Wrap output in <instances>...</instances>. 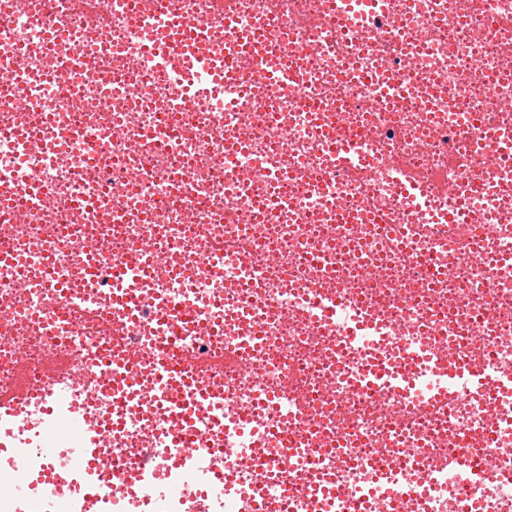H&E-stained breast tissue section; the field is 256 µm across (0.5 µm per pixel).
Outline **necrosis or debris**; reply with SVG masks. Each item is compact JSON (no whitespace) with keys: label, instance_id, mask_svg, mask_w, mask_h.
Masks as SVG:
<instances>
[{"label":"necrosis or debris","instance_id":"necrosis-or-debris-1","mask_svg":"<svg viewBox=\"0 0 512 512\" xmlns=\"http://www.w3.org/2000/svg\"><path fill=\"white\" fill-rule=\"evenodd\" d=\"M164 11L205 37L151 67ZM1 22L0 71L29 80L0 82V390L68 357L57 385L121 421L106 478L189 419L173 512H216L217 469L223 512L257 487L265 512H512V392L429 364L512 380V0H0ZM346 138L365 165L337 166ZM143 248L148 274L88 279ZM163 355L209 369L174 395ZM129 363L149 396L114 401ZM376 369L399 386L358 384ZM58 423L34 401L0 439ZM460 447L478 465L449 472Z\"/></svg>","mask_w":512,"mask_h":512}]
</instances>
